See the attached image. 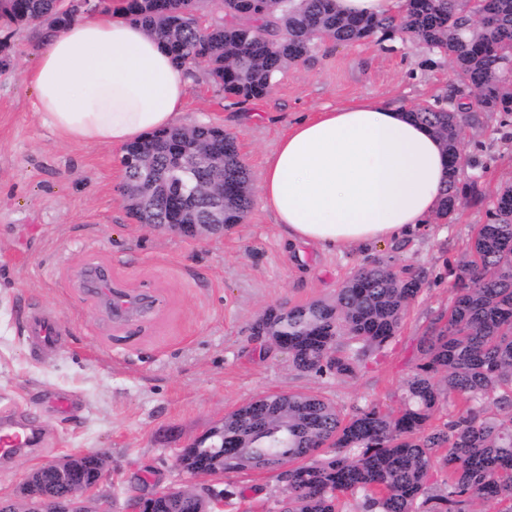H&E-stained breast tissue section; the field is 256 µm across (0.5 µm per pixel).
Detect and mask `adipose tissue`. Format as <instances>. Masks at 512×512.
I'll return each instance as SVG.
<instances>
[{"mask_svg": "<svg viewBox=\"0 0 512 512\" xmlns=\"http://www.w3.org/2000/svg\"><path fill=\"white\" fill-rule=\"evenodd\" d=\"M29 78L43 126L69 144L122 148L175 126L190 82L186 68L118 12L62 24ZM407 112L359 98L290 126L266 161L259 197L292 249L360 250L430 231L448 156Z\"/></svg>", "mask_w": 512, "mask_h": 512, "instance_id": "ef3b65f1", "label": "adipose tissue"}]
</instances>
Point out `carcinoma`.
<instances>
[{"instance_id": "obj_1", "label": "carcinoma", "mask_w": 512, "mask_h": 512, "mask_svg": "<svg viewBox=\"0 0 512 512\" xmlns=\"http://www.w3.org/2000/svg\"><path fill=\"white\" fill-rule=\"evenodd\" d=\"M197 3L123 0L121 11L156 36L175 62L204 71L243 102L267 95L278 74L324 40L403 33L437 56L448 50L461 84L447 95V106L418 107L412 116L433 130L452 159L439 218L451 217L465 200L482 201L478 179L458 177V136L481 112L512 117V69L500 55L512 45V0H407L404 12L383 19L341 15L336 0H224L221 21L203 26ZM63 7L60 0H0V20L53 27ZM182 149L221 161L203 168L202 180H216L224 190V226L241 223L251 176L235 137L214 126L161 130L149 136L148 160L176 181L179 174L167 163ZM172 208L170 198L158 196L136 214L160 224ZM453 276L446 320L424 338L398 412L367 406L346 419L316 395L258 397L224 416V436L205 448L181 449L182 468L204 476L220 465L226 474L276 471L288 512H341L342 495L359 498L360 512H473L484 502L512 512V185L478 225L471 258L458 262ZM422 281L380 258L359 268L332 303L268 309L254 335L276 348L288 342L301 371L353 377L396 335ZM452 394L462 409L432 426L441 399ZM72 463L67 482L47 465L36 469L31 495L63 496L92 483L106 466L103 457ZM208 509L188 488L152 504V512Z\"/></svg>"}]
</instances>
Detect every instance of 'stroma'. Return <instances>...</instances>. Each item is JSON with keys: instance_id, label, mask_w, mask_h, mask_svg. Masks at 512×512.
Returning <instances> with one entry per match:
<instances>
[{"instance_id": "35a3bbf8", "label": "stroma", "mask_w": 512, "mask_h": 512, "mask_svg": "<svg viewBox=\"0 0 512 512\" xmlns=\"http://www.w3.org/2000/svg\"><path fill=\"white\" fill-rule=\"evenodd\" d=\"M45 33L39 24L0 31L13 56L10 68L0 70V407L32 409L49 436L39 455L0 470V498L32 469L103 452L111 474L102 490L112 512H129L135 495L197 484L175 464L180 448L267 394H317L348 417L371 403L398 409L421 338L448 313L449 264L468 257L489 203L512 185V125L486 112L467 128L461 169L480 176L484 201L461 204L417 239L343 254L308 247L297 256L255 199L222 238L191 240L131 216L121 192V150L68 145L39 123L25 72ZM427 56L412 42L325 41L279 75L268 96L246 104L199 74L190 81L180 124L232 134L256 182L288 124L323 105L375 96L416 107L446 96L460 79L448 65L425 66ZM388 257L423 272L425 282L397 335L355 377L299 371L287 352L252 336L266 309L333 300L358 267ZM97 270L111 275L113 287L149 298L150 308L132 318L113 316L89 288ZM41 306L70 326L58 348L37 351L29 342L27 315ZM62 393L75 395L77 408L51 412L48 401ZM207 483L218 491L234 485L222 512L281 507L282 485L270 471Z\"/></svg>"}]
</instances>
